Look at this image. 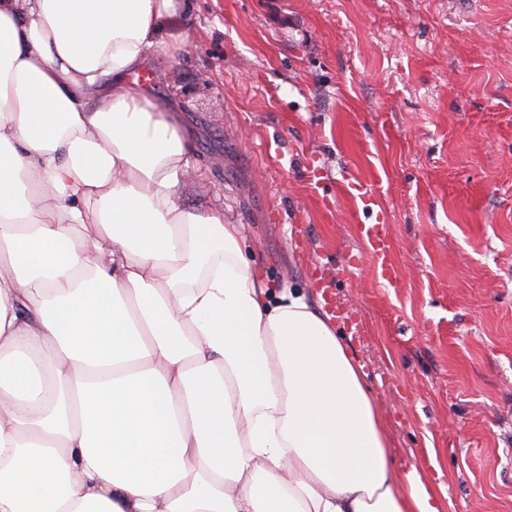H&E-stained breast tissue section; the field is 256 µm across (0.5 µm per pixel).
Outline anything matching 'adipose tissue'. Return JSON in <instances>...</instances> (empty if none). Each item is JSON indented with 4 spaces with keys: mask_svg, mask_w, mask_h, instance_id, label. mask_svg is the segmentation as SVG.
I'll return each instance as SVG.
<instances>
[{
    "mask_svg": "<svg viewBox=\"0 0 512 512\" xmlns=\"http://www.w3.org/2000/svg\"><path fill=\"white\" fill-rule=\"evenodd\" d=\"M175 0H0V512H442L128 75Z\"/></svg>",
    "mask_w": 512,
    "mask_h": 512,
    "instance_id": "ef3b65f1",
    "label": "adipose tissue"
}]
</instances>
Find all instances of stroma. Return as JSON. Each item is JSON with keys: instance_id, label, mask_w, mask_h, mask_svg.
<instances>
[{"instance_id": "1", "label": "stroma", "mask_w": 512, "mask_h": 512, "mask_svg": "<svg viewBox=\"0 0 512 512\" xmlns=\"http://www.w3.org/2000/svg\"><path fill=\"white\" fill-rule=\"evenodd\" d=\"M148 51L274 283L328 290L401 470L512 512V0H176ZM385 219L391 280L359 227Z\"/></svg>"}]
</instances>
